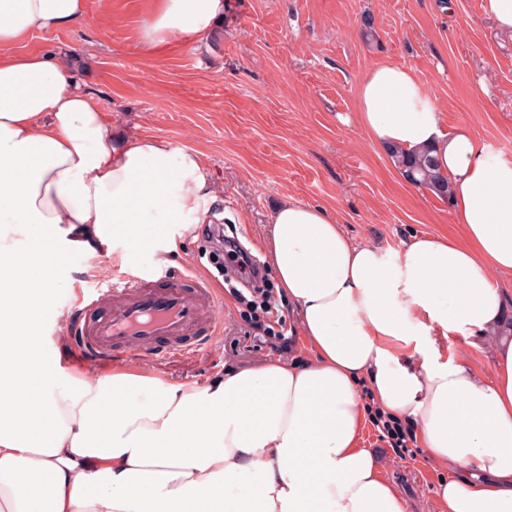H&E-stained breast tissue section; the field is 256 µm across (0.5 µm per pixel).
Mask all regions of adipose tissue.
Returning a JSON list of instances; mask_svg holds the SVG:
<instances>
[{"instance_id":"1","label":"adipose tissue","mask_w":512,"mask_h":512,"mask_svg":"<svg viewBox=\"0 0 512 512\" xmlns=\"http://www.w3.org/2000/svg\"><path fill=\"white\" fill-rule=\"evenodd\" d=\"M84 0H0V512H406L384 458L361 447L377 411L410 422L446 477L431 512H512V336L494 276L512 270V160L468 126L445 130L413 69L380 65L357 89L378 146L432 149L456 239L386 251L333 213L288 198L264 234L267 268L311 359L237 366L204 384L119 364L93 379L39 334L46 274L71 249L123 241L122 263L179 249L171 224L223 222L200 152L124 138L72 83L68 55L13 54L65 28ZM224 0H157L153 53L205 40ZM471 338L490 376L442 359ZM468 339L459 334H451L448 338L440 337L438 348L443 359H458L462 354L466 356L468 363L477 370L489 372L490 364L482 349L471 348Z\"/></svg>"}]
</instances>
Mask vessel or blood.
<instances>
[{"mask_svg": "<svg viewBox=\"0 0 512 512\" xmlns=\"http://www.w3.org/2000/svg\"><path fill=\"white\" fill-rule=\"evenodd\" d=\"M107 317L83 316L68 323L66 333L95 363L113 352L183 355L211 342L216 333L212 311L219 296L209 280L189 275L165 288L142 278L112 282Z\"/></svg>", "mask_w": 512, "mask_h": 512, "instance_id": "1", "label": "vessel or blood"}]
</instances>
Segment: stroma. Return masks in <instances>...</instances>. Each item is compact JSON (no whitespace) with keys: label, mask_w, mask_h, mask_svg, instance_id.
<instances>
[{"label":"stroma","mask_w":512,"mask_h":512,"mask_svg":"<svg viewBox=\"0 0 512 512\" xmlns=\"http://www.w3.org/2000/svg\"><path fill=\"white\" fill-rule=\"evenodd\" d=\"M482 0H226L218 39L174 40L161 54L140 40L152 0H84L71 27L35 31L16 53H81L74 77L113 129L153 136L200 152L215 194L237 237L256 259L272 207L291 195L333 211L358 243L399 249L413 235L444 236L458 229L448 203L408 184L386 151L359 126L357 84L380 64L414 69L440 108L445 129L470 127L474 137L512 160V39L500 35ZM372 17L365 41L364 17ZM178 254L158 250L121 264L118 252L67 253L50 290L40 333L64 335L81 297L128 275L156 288L184 267L211 277L216 251L205 225H174ZM266 287L284 340L267 343L225 294L214 317L219 334L185 357L156 361L116 353V362L163 370L176 382L206 383L234 363L258 366L281 358L305 363L294 314L275 279ZM361 445L385 457L386 474L403 490L407 512H427L441 478L417 443L392 448L383 427L367 419Z\"/></svg>","instance_id":"stroma-1"}]
</instances>
